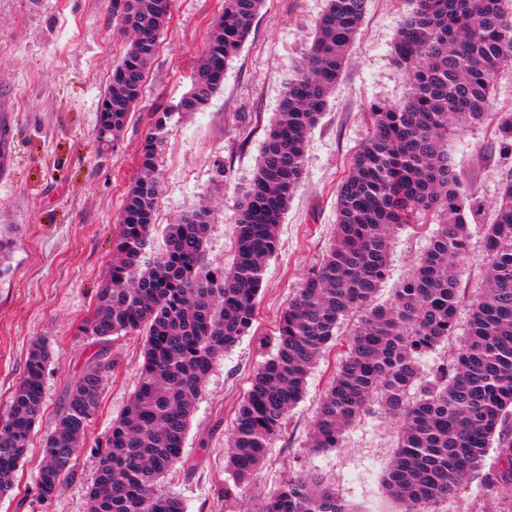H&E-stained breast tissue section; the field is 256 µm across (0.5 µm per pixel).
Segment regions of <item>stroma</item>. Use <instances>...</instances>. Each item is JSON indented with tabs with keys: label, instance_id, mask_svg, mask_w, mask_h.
Instances as JSON below:
<instances>
[{
	"label": "stroma",
	"instance_id": "obj_1",
	"mask_svg": "<svg viewBox=\"0 0 512 512\" xmlns=\"http://www.w3.org/2000/svg\"><path fill=\"white\" fill-rule=\"evenodd\" d=\"M326 5L327 0H265L248 40L226 67L223 90L205 111L172 116L158 164L162 191L156 221L171 223L207 197L213 212L205 247L210 266L232 260L237 201L254 177L284 84L305 59ZM223 9L224 0H171L142 98L121 140L101 153L95 146L101 96L128 47L109 0H0V138L8 147L0 162V234L12 243L9 269L0 275V417L9 410L32 342L44 341L54 356L44 378L42 415L14 489L0 494V512H87L93 465L86 454L74 461L55 499H40L43 441L93 354H101L108 369L87 447L102 440L135 390L143 364L141 338L113 336L96 343L78 328L111 263L112 238L139 175L141 144L153 114L172 108L190 90L210 27ZM408 11V0L367 2L329 107L308 136L304 179L279 226L254 326L214 364L196 402L183 457L159 484L160 492L181 498L185 512H252L257 500L288 476L310 471L358 512H402V503L383 483L396 440L393 421L374 413L347 430L342 447L318 452L307 446L319 399L336 375L339 348L318 359L302 401L250 486H236L226 470L224 439L253 374L276 351L281 311L332 240L336 188L368 135V106L398 103L407 94L392 46ZM491 142L488 121L465 126L448 142L464 186L479 195L487 217L501 182ZM219 160L224 175L218 179ZM431 230L421 224L395 237L380 301L407 277ZM483 263L482 230L475 224L469 255L458 267L466 299L484 286Z\"/></svg>",
	"mask_w": 512,
	"mask_h": 512
}]
</instances>
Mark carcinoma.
<instances>
[{"instance_id": "carcinoma-1", "label": "carcinoma", "mask_w": 512, "mask_h": 512, "mask_svg": "<svg viewBox=\"0 0 512 512\" xmlns=\"http://www.w3.org/2000/svg\"><path fill=\"white\" fill-rule=\"evenodd\" d=\"M393 59L408 86L398 104L372 103L371 132L336 190L334 240L279 318L276 353L257 370L235 412L228 468L239 485L253 480L272 441L301 401L307 377L336 345L340 324L357 325L313 420L310 447L341 446L346 430L372 405L398 427L385 473L404 512H436L473 482L512 487V113L497 117L494 145L503 164L491 222L483 225L485 287L468 309L456 351L425 358L457 330L462 303L457 267L470 248L480 204L448 154V138L480 124L495 84L512 72V0H410ZM264 0H224L180 112H202L224 88V71L248 39ZM367 0H328L305 62L288 79L250 186L236 207L229 266L205 263L211 208L199 202L157 232L156 174L172 112L155 114L112 240V267L80 332L98 340L145 335L144 365L123 413L98 447L89 512H184L158 491L183 455L184 439L216 359L253 326L278 226L304 177L309 131L325 112L364 18ZM112 17L131 41L112 69L96 135L115 143L143 94L147 67L168 24L170 0H110ZM436 221L410 275L380 304L395 235L422 217ZM51 351L33 342L24 376L0 421V493L10 491L43 407ZM105 365L92 361L71 387L43 449L41 500L61 492L84 447L101 397ZM497 462L485 468L489 451ZM255 512H354L315 473L288 478Z\"/></svg>"}]
</instances>
